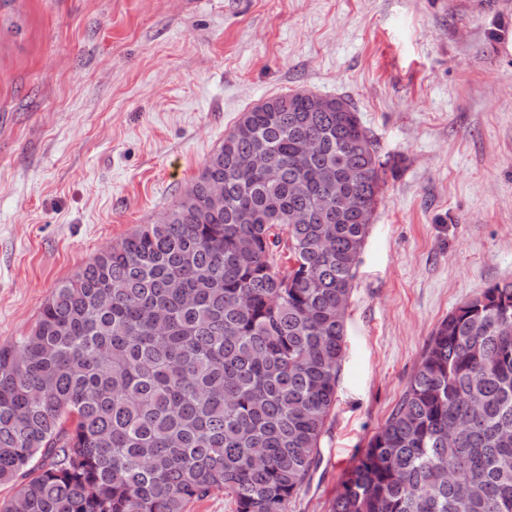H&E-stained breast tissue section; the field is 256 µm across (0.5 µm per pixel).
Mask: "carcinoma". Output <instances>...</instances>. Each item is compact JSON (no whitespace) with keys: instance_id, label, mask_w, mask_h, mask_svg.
Returning a JSON list of instances; mask_svg holds the SVG:
<instances>
[{"instance_id":"carcinoma-1","label":"carcinoma","mask_w":512,"mask_h":512,"mask_svg":"<svg viewBox=\"0 0 512 512\" xmlns=\"http://www.w3.org/2000/svg\"><path fill=\"white\" fill-rule=\"evenodd\" d=\"M381 169L345 97L244 111L173 205L0 344V512H189L214 491L288 512L336 406ZM330 512H512V282L438 323Z\"/></svg>"}]
</instances>
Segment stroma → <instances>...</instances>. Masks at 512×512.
I'll use <instances>...</instances> for the list:
<instances>
[{"instance_id": "obj_1", "label": "stroma", "mask_w": 512, "mask_h": 512, "mask_svg": "<svg viewBox=\"0 0 512 512\" xmlns=\"http://www.w3.org/2000/svg\"><path fill=\"white\" fill-rule=\"evenodd\" d=\"M512 0H0V343L58 282L151 223L241 113L351 100L381 189L320 463L329 512L436 325L512 281Z\"/></svg>"}]
</instances>
